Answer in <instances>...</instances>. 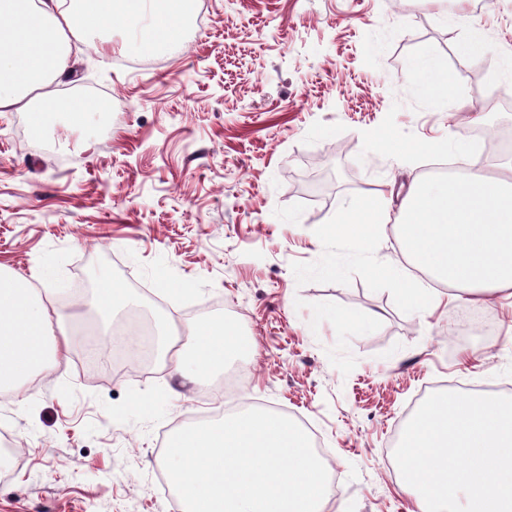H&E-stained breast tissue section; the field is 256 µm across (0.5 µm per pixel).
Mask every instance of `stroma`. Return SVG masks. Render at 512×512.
<instances>
[{
  "mask_svg": "<svg viewBox=\"0 0 512 512\" xmlns=\"http://www.w3.org/2000/svg\"><path fill=\"white\" fill-rule=\"evenodd\" d=\"M183 42L161 52L86 48L78 86L99 104L81 130L59 114L34 130L0 112V267L66 313L86 265L128 288L113 330L137 306L189 323L223 322L255 349L237 390L223 374L182 383L153 361L136 376L91 365L74 326L66 355L20 392L0 393L16 455L0 469V512H180L160 440L225 413L262 408L316 432L338 478L334 512H408L385 454L430 394L512 396V303L454 300L417 311L386 227L371 251L327 224L385 186L401 192L466 142L496 172L512 151V0H194ZM480 30L484 51L461 50ZM432 52L448 95H420L414 64ZM417 146L412 156L373 136ZM492 319L462 329L461 311Z\"/></svg>",
  "mask_w": 512,
  "mask_h": 512,
  "instance_id": "obj_1",
  "label": "stroma"
}]
</instances>
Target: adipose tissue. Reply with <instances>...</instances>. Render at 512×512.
I'll return each mask as SVG.
<instances>
[{
    "mask_svg": "<svg viewBox=\"0 0 512 512\" xmlns=\"http://www.w3.org/2000/svg\"><path fill=\"white\" fill-rule=\"evenodd\" d=\"M193 0H0V112H25L35 126L50 120L43 104L73 71V46L91 45L116 22L156 52L180 42ZM462 174L411 180L398 210L385 194L342 211L331 232L352 234L371 249L386 226L398 231L405 256L448 286L455 297L512 299V164L497 176L473 168L469 149L456 148ZM62 316L16 275L0 271V391L23 389L48 357L69 350L55 336ZM189 349L175 348L159 322L157 357L197 384L244 357L237 332L224 324L185 328Z\"/></svg>",
    "mask_w": 512,
    "mask_h": 512,
    "instance_id": "adipose-tissue-1",
    "label": "adipose tissue"
}]
</instances>
